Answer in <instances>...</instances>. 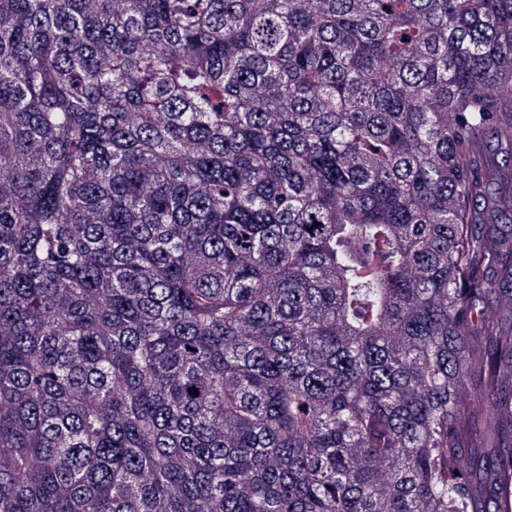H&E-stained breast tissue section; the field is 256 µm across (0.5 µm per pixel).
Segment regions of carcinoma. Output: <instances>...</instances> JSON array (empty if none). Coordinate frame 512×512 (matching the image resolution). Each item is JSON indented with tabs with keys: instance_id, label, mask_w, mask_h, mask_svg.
Returning <instances> with one entry per match:
<instances>
[{
	"instance_id": "1",
	"label": "carcinoma",
	"mask_w": 512,
	"mask_h": 512,
	"mask_svg": "<svg viewBox=\"0 0 512 512\" xmlns=\"http://www.w3.org/2000/svg\"><path fill=\"white\" fill-rule=\"evenodd\" d=\"M0 512H512V0H0Z\"/></svg>"
}]
</instances>
